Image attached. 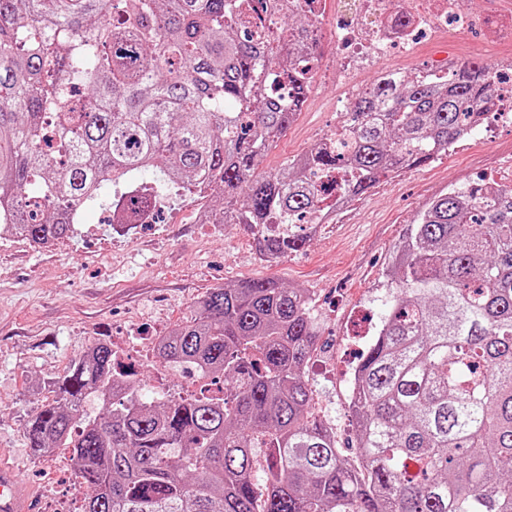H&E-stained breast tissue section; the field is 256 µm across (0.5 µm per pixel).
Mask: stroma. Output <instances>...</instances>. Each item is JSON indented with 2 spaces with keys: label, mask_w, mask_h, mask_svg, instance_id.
<instances>
[{
  "label": "stroma",
  "mask_w": 512,
  "mask_h": 512,
  "mask_svg": "<svg viewBox=\"0 0 512 512\" xmlns=\"http://www.w3.org/2000/svg\"><path fill=\"white\" fill-rule=\"evenodd\" d=\"M319 28L327 69L316 73L302 112L271 148L267 171L344 119L336 102L353 91L334 79L340 61L331 25L324 20ZM477 60L493 67L511 63L512 45L479 28L426 38L414 50L384 58L361 83L372 84L380 73L404 76ZM487 176H512V129L479 130L430 163L382 179L333 223L311 229L301 250L271 265L260 259L243 225L196 223L197 208L216 207L210 196L166 199L151 224H111L103 204L92 205L72 237L47 248L0 236V448L33 486L37 512H56L74 495L72 477L26 439L25 419L54 398L43 382L63 375L96 341L127 348L167 334L209 289L247 279L309 290L320 336L306 375L320 418L335 430L342 454L353 455L356 436L341 369L365 349L385 313L392 249L429 201ZM134 368L143 391L159 402L178 397L189 383L181 369L155 357L135 358Z\"/></svg>",
  "instance_id": "35a3bbf8"
}]
</instances>
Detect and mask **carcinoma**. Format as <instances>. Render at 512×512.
<instances>
[{
    "instance_id": "obj_1",
    "label": "carcinoma",
    "mask_w": 512,
    "mask_h": 512,
    "mask_svg": "<svg viewBox=\"0 0 512 512\" xmlns=\"http://www.w3.org/2000/svg\"><path fill=\"white\" fill-rule=\"evenodd\" d=\"M253 14L243 0H0V234L49 247L103 183L150 172L221 199L206 223L245 225L276 261L307 241L292 225L320 208L314 180L349 176L353 201L495 106L485 64L383 77L346 113L339 150L268 174L313 87L301 56L315 20L299 12L260 40ZM386 277L349 400L351 459L314 409L311 294L271 278L210 289L160 340L163 361L206 379L194 395L146 398L98 342L52 381L29 446L70 449L92 488L81 512H512V189L430 201Z\"/></svg>"
}]
</instances>
